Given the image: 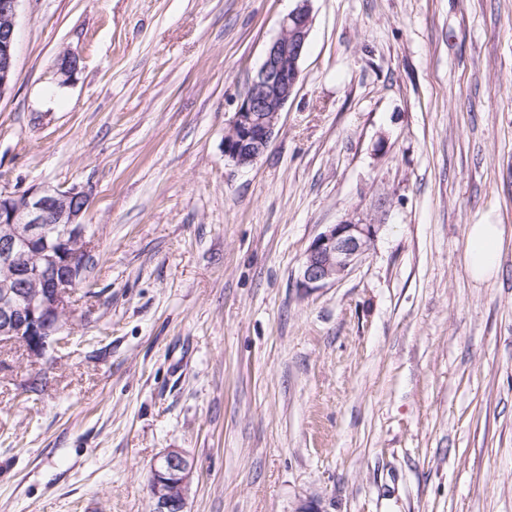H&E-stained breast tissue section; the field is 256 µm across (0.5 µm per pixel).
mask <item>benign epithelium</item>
<instances>
[{"label":"benign epithelium","mask_w":512,"mask_h":512,"mask_svg":"<svg viewBox=\"0 0 512 512\" xmlns=\"http://www.w3.org/2000/svg\"><path fill=\"white\" fill-rule=\"evenodd\" d=\"M22 0H0V95L14 78L15 20ZM312 27L309 0L282 21L263 63L251 79L224 136V156L237 166L253 165L268 149L279 115L300 78ZM74 54L61 56L59 83L67 84L79 69ZM90 195L71 187L43 186L22 192L0 190V267L15 272L0 283V340L25 339L34 357L65 344L71 325V297L88 273L95 237L83 222ZM58 233L53 254L36 267L26 262L45 243L49 230ZM380 225L345 219L329 225L309 244L299 271L304 291H314L343 278L368 254ZM37 288L33 294L30 289ZM193 462L180 448L164 449L153 463L149 482L153 512H185Z\"/></svg>","instance_id":"7a95c632"}]
</instances>
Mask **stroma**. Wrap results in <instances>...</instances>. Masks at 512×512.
I'll list each match as a JSON object with an SVG mask.
<instances>
[{"label": "stroma", "mask_w": 512, "mask_h": 512, "mask_svg": "<svg viewBox=\"0 0 512 512\" xmlns=\"http://www.w3.org/2000/svg\"><path fill=\"white\" fill-rule=\"evenodd\" d=\"M294 6L22 0L0 188L85 189L96 252L65 347L0 343V512H151L167 448L186 512H512V0H311L237 167L224 134ZM348 218L373 248L301 291ZM471 224L504 227L483 283ZM296 1L299 4L283 19L224 136V155L238 167L253 165L266 152L280 112L298 84L312 16L310 0ZM380 227L345 219L329 225L309 244L299 271L304 291H314L342 279L368 254ZM192 476L193 462L182 449H164L151 470L152 511L185 512Z\"/></svg>", "instance_id": "obj_1"}]
</instances>
